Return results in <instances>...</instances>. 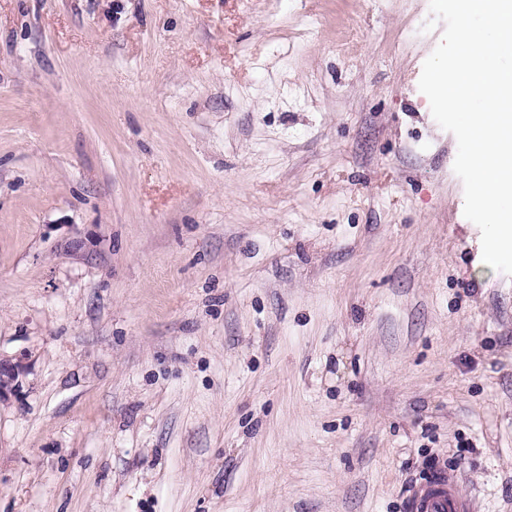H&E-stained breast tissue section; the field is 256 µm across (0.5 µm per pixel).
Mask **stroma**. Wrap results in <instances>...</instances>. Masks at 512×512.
<instances>
[{"label":"stroma","mask_w":512,"mask_h":512,"mask_svg":"<svg viewBox=\"0 0 512 512\" xmlns=\"http://www.w3.org/2000/svg\"><path fill=\"white\" fill-rule=\"evenodd\" d=\"M429 0H0V512H512V276ZM24 366L21 361H7L0 359V401L6 396L15 393L20 387L19 377ZM476 505L458 491L454 473L446 467H436L432 478L411 491L408 499L410 512H475Z\"/></svg>","instance_id":"1"}]
</instances>
